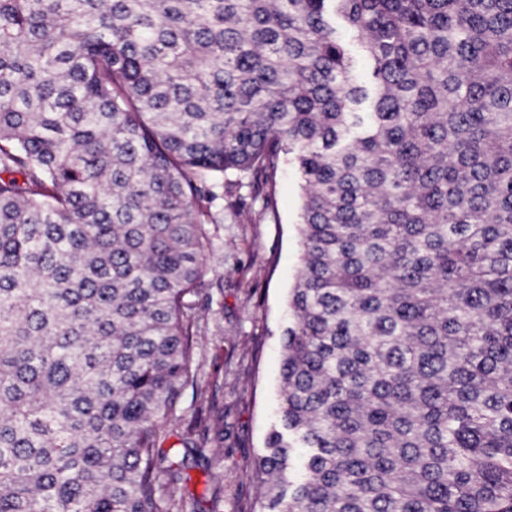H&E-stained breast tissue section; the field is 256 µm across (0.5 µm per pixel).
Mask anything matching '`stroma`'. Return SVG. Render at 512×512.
Masks as SVG:
<instances>
[{
    "mask_svg": "<svg viewBox=\"0 0 512 512\" xmlns=\"http://www.w3.org/2000/svg\"><path fill=\"white\" fill-rule=\"evenodd\" d=\"M277 222L245 224L225 218L213 227L214 245L205 284L190 300L198 317L193 371L198 393H186L182 418L169 425L162 446L180 454L204 445L190 420L201 401L224 407V443L219 480L188 465L177 484L187 512H253L258 490L252 474L264 439L277 419L282 360L281 333L301 254L298 230L302 191L297 171L277 175Z\"/></svg>",
    "mask_w": 512,
    "mask_h": 512,
    "instance_id": "obj_1",
    "label": "stroma"
}]
</instances>
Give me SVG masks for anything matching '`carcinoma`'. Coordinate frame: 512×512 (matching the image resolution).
<instances>
[{"label":"carcinoma","instance_id":"carcinoma-1","mask_svg":"<svg viewBox=\"0 0 512 512\" xmlns=\"http://www.w3.org/2000/svg\"><path fill=\"white\" fill-rule=\"evenodd\" d=\"M341 18L368 59L362 85ZM302 254L255 512H512V0H0V512H178L248 174ZM192 427L222 447L224 408Z\"/></svg>","mask_w":512,"mask_h":512}]
</instances>
